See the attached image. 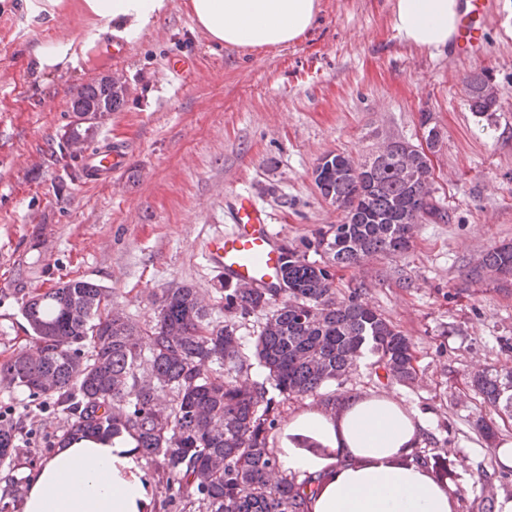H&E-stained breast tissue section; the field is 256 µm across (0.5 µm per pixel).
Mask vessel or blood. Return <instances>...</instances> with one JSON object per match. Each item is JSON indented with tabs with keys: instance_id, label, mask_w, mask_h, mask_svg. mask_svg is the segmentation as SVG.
Returning <instances> with one entry per match:
<instances>
[{
	"instance_id": "vessel-or-blood-1",
	"label": "vessel or blood",
	"mask_w": 512,
	"mask_h": 512,
	"mask_svg": "<svg viewBox=\"0 0 512 512\" xmlns=\"http://www.w3.org/2000/svg\"><path fill=\"white\" fill-rule=\"evenodd\" d=\"M493 6V0H465L454 39L458 54L479 56L485 32L477 18ZM131 158L115 145L86 152L83 171L89 181L106 182L124 174ZM232 228L207 240L208 261L224 272L231 282L266 292L281 287L282 243L267 220L265 210L249 196L239 195L229 203Z\"/></svg>"
}]
</instances>
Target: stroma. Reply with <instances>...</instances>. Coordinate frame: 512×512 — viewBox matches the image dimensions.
Listing matches in <instances>:
<instances>
[{
	"label": "stroma",
	"instance_id": "stroma-1",
	"mask_svg": "<svg viewBox=\"0 0 512 512\" xmlns=\"http://www.w3.org/2000/svg\"><path fill=\"white\" fill-rule=\"evenodd\" d=\"M81 2L63 0L51 20L25 0H0V364L35 345L23 301L68 280L111 288L112 308L142 327L163 292L183 285L221 320L224 273L203 245L230 227L234 195L263 206L282 243H299L341 217L314 184L322 155L361 161L391 140L421 147L433 128L442 217L423 219L404 255L336 272L339 288L363 283V301L411 339L416 379L378 381L365 361L320 395L281 403L273 437H283L291 415L322 408L325 396L346 404L386 394L422 417L416 450L447 467L453 512L511 500L512 467L492 448L512 440V419L484 404L471 377L512 368L500 347L512 337V287L475 284L467 273L487 250L512 242V0H495L476 58L404 42L394 0H320L308 35L255 51L214 43L188 0H172L120 62L106 52L105 21ZM59 38L84 44V55L65 71H37L33 48ZM182 57L193 64L187 81L168 70ZM481 69L498 93L488 118L467 102L465 79ZM109 75L128 93L88 146L124 143L131 167L115 185L69 180L67 171L82 165L63 143L71 100ZM0 411L17 423L16 447L0 460V491L8 493L0 512H21L30 475L64 442L68 419L53 403L1 385ZM482 420L494 441L480 432Z\"/></svg>",
	"mask_w": 512,
	"mask_h": 512
}]
</instances>
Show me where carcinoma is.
<instances>
[{
    "instance_id": "cac0c4a2",
    "label": "carcinoma",
    "mask_w": 512,
    "mask_h": 512,
    "mask_svg": "<svg viewBox=\"0 0 512 512\" xmlns=\"http://www.w3.org/2000/svg\"><path fill=\"white\" fill-rule=\"evenodd\" d=\"M487 81L483 71L466 79L469 108L479 116L497 107L479 94ZM101 99L112 112L124 95L109 98L101 84H88L71 109ZM425 163L402 141L373 159L357 162L335 153L317 163L315 185L342 220L288 246L277 294L224 284L222 321L212 320L204 299L188 286L162 295L155 322L146 329L108 310L112 291L87 280L28 297L21 313L40 356H13L0 366V384L62 407L70 440L133 434L141 457L162 461L167 504L178 512H311V480L279 475L272 431L280 401L269 390L285 399L312 395L342 380L366 352L377 357L376 370L386 381L414 379L410 340L362 300L361 285L338 293L336 269L411 248L416 224L431 213L424 201L430 186L411 182L405 171L416 168L429 176ZM309 250L328 261H309ZM470 276L512 280V243L486 252ZM253 314L264 315L254 356L267 371L266 386L247 377L226 382L211 373L214 364L244 371L237 324ZM146 339L151 370L142 378ZM472 386L499 414L512 416V369L476 373ZM164 394L169 401L160 406Z\"/></svg>"
}]
</instances>
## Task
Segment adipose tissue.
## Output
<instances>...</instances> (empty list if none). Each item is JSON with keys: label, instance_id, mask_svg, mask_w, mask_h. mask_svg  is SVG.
Here are the masks:
<instances>
[{"label": "adipose tissue", "instance_id": "obj_1", "mask_svg": "<svg viewBox=\"0 0 512 512\" xmlns=\"http://www.w3.org/2000/svg\"><path fill=\"white\" fill-rule=\"evenodd\" d=\"M170 6V0H82L84 12L105 20L116 35L137 40ZM194 23L215 43L261 49L304 37L320 11L319 0H190ZM459 0H396L393 24L406 43L440 50L452 40ZM83 47L73 40L37 45L39 71L74 64ZM423 425L399 400L354 397L341 421L322 410L290 417L276 451L285 475L324 476L312 512H452V495L421 467L398 466ZM312 442L329 448L319 455ZM156 493L133 435L88 436L60 445L30 480L23 512H151Z\"/></svg>", "mask_w": 512, "mask_h": 512}]
</instances>
